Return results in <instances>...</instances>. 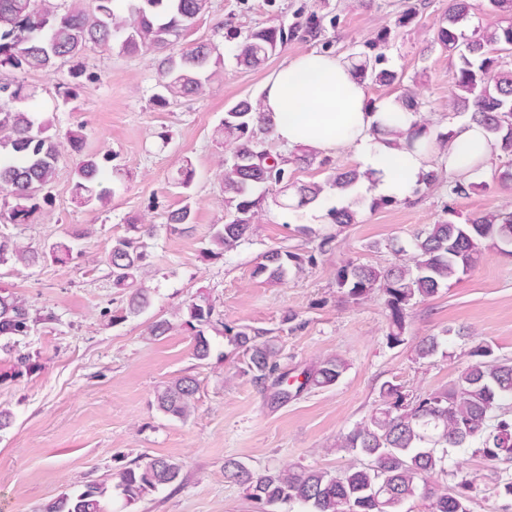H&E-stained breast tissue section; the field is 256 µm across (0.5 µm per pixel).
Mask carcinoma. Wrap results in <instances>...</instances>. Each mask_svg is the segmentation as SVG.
Listing matches in <instances>:
<instances>
[{"instance_id": "cac0c4a2", "label": "carcinoma", "mask_w": 512, "mask_h": 512, "mask_svg": "<svg viewBox=\"0 0 512 512\" xmlns=\"http://www.w3.org/2000/svg\"><path fill=\"white\" fill-rule=\"evenodd\" d=\"M209 0H89L75 8H63L57 0H0V70L46 71L72 64L70 73L89 80L99 76L80 68L81 59L96 49L127 55L150 52L163 54L159 62L153 105L169 107L178 99L204 92L212 76L211 66L221 62L222 53L214 43H198L175 51L178 38L208 9ZM477 11L489 12L496 21L466 35L463 24ZM321 20L313 15L304 30L282 24L252 29L246 34L229 29L224 33L225 50L237 64L249 68L264 63L288 41L304 33L321 34ZM390 32L383 28L364 43V50L348 58L352 68L369 86L401 85L403 76L382 67L381 49ZM435 43L454 62L455 90L449 106L466 112L469 120L490 135L494 156L502 161L499 183L512 188V61L506 51L512 47V0H448V11L438 25ZM29 97L19 81H0V199L1 215L11 224H25L40 209V201L53 181L61 156L60 143L47 135L48 122L17 107ZM399 108L419 114L418 93L404 88L393 99ZM398 116L389 112L377 121L372 133L388 147L414 150L421 137L431 135L428 145L447 149L452 136L446 127L432 126L417 119L406 129L394 126ZM229 146L224 169V223L216 224L211 235L222 255L249 240L254 232L258 207L265 193L274 189L291 195L294 209H303L327 199L329 191L344 196L354 192L362 174L358 168H328L322 182L300 183L288 179V164L310 165L307 154L275 158L264 147L263 137L272 134V125L260 112L259 102L242 99L224 112L220 128ZM105 169L96 155L85 154L74 171L73 198L89 206L104 201L111 190L104 186ZM448 183V197L467 196L485 188L471 179L443 180L430 170L419 184L425 189ZM357 211L349 206L326 210L328 223L338 227L356 223ZM193 223V211L185 204L172 211L168 225L183 232ZM154 235L151 225H126L123 235L112 241L105 258L108 275L115 288L131 289L128 310L135 314L149 302L150 291L142 286L149 266L146 239ZM512 247V210L501 209L459 221L453 207L444 211L437 223L414 235L405 245L394 239L387 244L405 261L380 270L371 265L346 262L336 268V288L351 301L367 298L376 289L383 291L388 310L391 343L402 342L407 311L420 300L437 295L441 288L469 272L486 247ZM73 256L66 241L52 244L41 253L9 239H0V264L10 260L26 266L51 261L65 265ZM316 263V252H294L274 248L262 255L253 274L270 283H280L294 271ZM185 324L196 330L194 356L209 358L211 346L203 326L222 322L214 306L203 300L186 304ZM31 316L27 303L12 295L0 294V338L25 336ZM230 342L242 349L247 373L259 384L279 387L277 399L286 401L302 391L335 385L347 369L335 355L321 359L303 372V380L287 388L288 378L280 372L279 349L260 332L240 326L224 327ZM448 344L446 336H424L416 345L421 359L435 355ZM475 361L466 366L442 390L410 395L403 386L385 382L371 414L336 439V452L352 456L339 473L304 466L266 469L256 472L236 458L224 460V477L243 485L256 502L277 512L281 505H297L300 512H401V506L416 492L430 501V512H471L469 503L475 483L458 474L448 449L476 447L484 458L499 465L495 494L512 498V359L494 356L491 345L480 341L471 347ZM198 384L190 376L179 377L156 393L158 408L187 419L195 409ZM182 465L169 457H154L122 469L114 485L125 506L147 495L181 482ZM436 473L451 478L432 482ZM109 487L92 482L84 489L63 493L45 505L44 512H104Z\"/></svg>"}]
</instances>
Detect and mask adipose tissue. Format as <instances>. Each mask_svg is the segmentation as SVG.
<instances>
[{"label": "adipose tissue", "mask_w": 512, "mask_h": 512, "mask_svg": "<svg viewBox=\"0 0 512 512\" xmlns=\"http://www.w3.org/2000/svg\"><path fill=\"white\" fill-rule=\"evenodd\" d=\"M368 87L341 58L312 50L291 58L271 72L262 85V110L272 120L273 136L288 148L323 154L353 152L360 170L369 172L363 188L384 197H404L431 165L455 176L488 166L493 149L478 124L451 126V150L432 156L390 149L371 134L376 114L366 103Z\"/></svg>", "instance_id": "1"}]
</instances>
